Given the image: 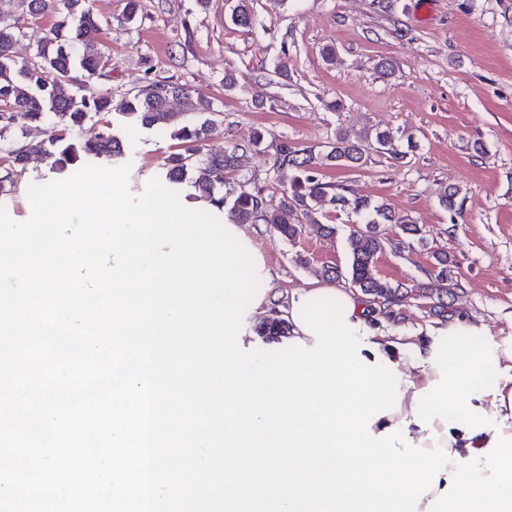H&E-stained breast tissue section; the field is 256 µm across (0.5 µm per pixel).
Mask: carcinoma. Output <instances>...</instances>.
<instances>
[{"label":"carcinoma","instance_id":"carcinoma-1","mask_svg":"<svg viewBox=\"0 0 512 512\" xmlns=\"http://www.w3.org/2000/svg\"><path fill=\"white\" fill-rule=\"evenodd\" d=\"M33 15L53 11L60 20L47 33L38 46L35 61L21 66L12 59L11 49L15 39L14 27L0 23V140L14 128L19 118L30 122L50 121L46 138L8 150L10 171L0 178V189L14 184L13 174L25 172L34 156L53 160L59 173L71 176L91 158H119L123 144L113 131L106 116L112 113L113 97L109 89H94L76 82L73 72L79 68L89 80L105 76L112 59L107 55L85 52L79 56L75 46L86 47L94 43L107 24L94 12L89 0H25ZM231 24L242 30H251L256 24L253 0H234L230 14ZM27 84L30 91L18 89L17 82ZM174 100L183 104V112L208 115L201 124H186L179 120L180 113L171 110ZM124 114L143 126L159 123L172 127L171 137L180 148L166 158L163 184L179 185L188 173H194L192 185L196 196L221 209L227 207L228 220L233 224H267L288 240L302 233L308 225L317 233L329 236L335 227L321 221L327 205L347 208L356 214H365V227L349 235L351 283L362 292L383 298L388 303L398 299L403 285L396 286L382 280L375 271V260L383 242L378 231L380 224H398L404 233L416 236L420 227L407 215H401L384 202H374L364 197L348 196L347 187L323 181L321 169L344 166L359 169L366 163V152L373 149L395 162L406 158L398 148L397 133L375 130L373 142L364 145L350 141L343 133H336L334 141L323 150L280 142L275 145L271 172L284 187L278 204L272 205L262 189L249 181H239L229 191H224L226 176L240 168L244 154L250 146L261 143L258 134L251 144L231 142L224 148L206 152L205 142L217 129V116L221 111L202 97H193L182 84L169 78L152 77L150 72L137 81L120 103ZM98 119L102 128L93 141L77 142L74 134L89 120ZM460 189L450 185L441 197V205L450 214H462L463 202L458 200ZM441 268L432 277L430 287L440 293L448 292L456 284L448 280L446 261L439 260ZM261 336L278 338L288 334V324L267 319L258 327Z\"/></svg>","mask_w":512,"mask_h":512}]
</instances>
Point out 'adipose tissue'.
<instances>
[{
  "instance_id": "1",
  "label": "adipose tissue",
  "mask_w": 512,
  "mask_h": 512,
  "mask_svg": "<svg viewBox=\"0 0 512 512\" xmlns=\"http://www.w3.org/2000/svg\"><path fill=\"white\" fill-rule=\"evenodd\" d=\"M348 321L357 325L359 338L370 345L369 350L364 353L365 358L370 360L374 355H384L389 362L395 364L398 372L402 375L401 408L398 412L376 420L372 425L374 432H382L405 420L409 423L408 436L412 442L427 449L438 443L450 453L465 455L469 450L480 451L489 446L493 437L492 431L489 430L469 435L464 430L455 427L445 428L443 423L437 420L434 421L433 426L440 431L441 436L438 441L434 442L428 439L425 430H422L421 426L413 421L412 409L415 405V394L439 377L437 368L431 366L429 362L438 333L442 330L455 331L459 325L458 319L452 318L437 322L435 326L428 328L425 336L408 344L388 341L384 334L371 328L369 311L359 298L355 297L351 300V314Z\"/></svg>"
}]
</instances>
